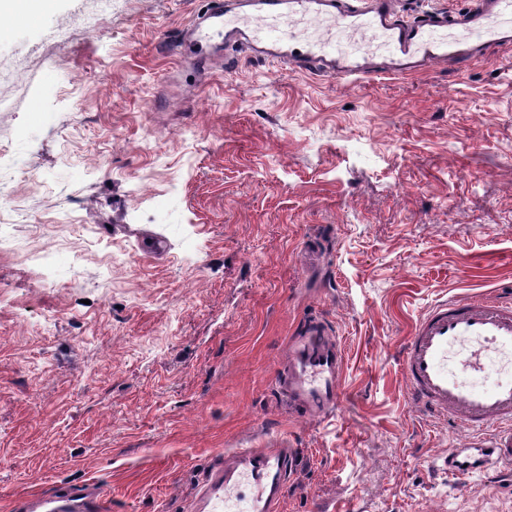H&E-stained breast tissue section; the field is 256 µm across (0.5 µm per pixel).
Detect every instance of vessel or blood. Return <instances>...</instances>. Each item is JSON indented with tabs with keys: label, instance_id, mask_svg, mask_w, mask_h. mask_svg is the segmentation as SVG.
<instances>
[{
	"label": "vessel or blood",
	"instance_id": "1",
	"mask_svg": "<svg viewBox=\"0 0 512 512\" xmlns=\"http://www.w3.org/2000/svg\"><path fill=\"white\" fill-rule=\"evenodd\" d=\"M224 41V67L249 52L298 73L345 81L413 75L512 47V0H473L454 13L407 20L395 0H208L192 27L171 36L168 50L203 54ZM285 387L296 411L315 418L343 398L344 354L324 321H305L289 341ZM410 398L437 416L467 426V447L448 451L462 475L512 468V299L440 300L417 319L401 355ZM292 449L239 448L211 463L190 512H279ZM10 512H109L103 486L83 482L49 494H22Z\"/></svg>",
	"mask_w": 512,
	"mask_h": 512
}]
</instances>
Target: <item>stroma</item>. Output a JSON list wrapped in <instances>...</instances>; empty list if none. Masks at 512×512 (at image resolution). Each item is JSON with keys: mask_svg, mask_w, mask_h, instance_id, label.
I'll use <instances>...</instances> for the list:
<instances>
[{"mask_svg": "<svg viewBox=\"0 0 512 512\" xmlns=\"http://www.w3.org/2000/svg\"><path fill=\"white\" fill-rule=\"evenodd\" d=\"M204 0H55L0 21V512L98 482L112 512H186L214 457L297 449L281 512H512V471L459 480L469 429L401 368L439 300L512 294V48L348 83L168 52ZM45 254L39 265L30 253ZM322 317L332 414L274 381Z\"/></svg>", "mask_w": 512, "mask_h": 512, "instance_id": "1", "label": "stroma"}]
</instances>
